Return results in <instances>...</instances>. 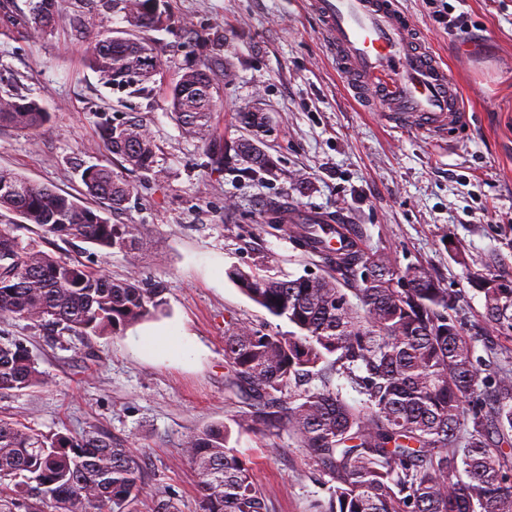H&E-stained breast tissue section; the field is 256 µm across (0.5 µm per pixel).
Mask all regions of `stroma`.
I'll return each mask as SVG.
<instances>
[{
	"instance_id": "stroma-1",
	"label": "stroma",
	"mask_w": 512,
	"mask_h": 512,
	"mask_svg": "<svg viewBox=\"0 0 512 512\" xmlns=\"http://www.w3.org/2000/svg\"><path fill=\"white\" fill-rule=\"evenodd\" d=\"M447 2L451 15H464L465 28L436 22L431 0H399L458 79L468 110L467 125L435 140L395 126L353 96L306 0H168L170 28L156 35L165 78L194 60L210 64L218 137L240 136L235 117L245 109L263 108L268 117L261 138L272 172L241 162L218 176L164 96L119 105L86 67L100 27H123L100 0H66L42 32L27 22L29 0H9L8 16L0 15V95L36 99L51 121L36 133L0 129V166L81 195L76 161L120 167L97 136L98 114L140 116L159 146L161 177H132L129 201L103 215L143 225V246L121 253L71 239L52 251L116 281L136 276L162 285L166 312L85 338L49 337L25 319L0 316V336L22 343L47 378L0 395V417L46 435L93 431L130 448L144 462L139 512H148L159 488L180 512H200L197 477L181 444L223 423L266 491L269 512H315L327 486L307 451L286 432L269 441L236 429L246 406L224 393L228 327L289 329L243 294L229 270L261 264L291 279L324 272L287 230L261 223L272 198L287 200L293 213H343L363 251H384L401 268L425 266L459 298L465 332L486 361L481 372L492 373L504 352L485 342L493 330L468 279L512 270V0ZM188 27L219 33L224 42L197 51ZM158 330L189 342L192 356L149 348L144 335Z\"/></svg>"
}]
</instances>
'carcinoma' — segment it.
<instances>
[{
  "label": "carcinoma",
  "mask_w": 512,
  "mask_h": 512,
  "mask_svg": "<svg viewBox=\"0 0 512 512\" xmlns=\"http://www.w3.org/2000/svg\"><path fill=\"white\" fill-rule=\"evenodd\" d=\"M65 0H34L29 20L44 30ZM126 27L98 32L86 58L103 85L129 97L156 93L177 124L199 140L212 173L239 160L269 171L258 142L214 135V77L190 62L166 83L150 32L169 27L166 0H105ZM51 116L34 99L0 97V127L39 131ZM249 129L265 113H238ZM105 149L144 179L160 175L158 146L143 121L130 116L97 123ZM84 194L120 210L133 191L107 167L77 165ZM0 209L52 239H81L120 252L142 243V225L112 224L100 209L69 193L0 168ZM288 207L265 203L267 224ZM302 224L306 251L332 272L280 279L260 268L228 276L290 331L233 326L224 332L229 398L250 401L237 425L268 439L288 429L329 477V498L317 512H512V367L480 377L481 357L466 336L458 298L423 266L402 270L385 253L355 244L331 251ZM484 321L512 345V272L474 274ZM165 311L163 289L135 278L114 281L98 269L23 244L0 227V315L32 322L50 334L75 337L121 331ZM335 375L366 396L352 405L332 387ZM320 381V385L313 381ZM47 383L29 350L0 336V394ZM231 429L212 424L189 435L182 452L193 467L202 512H267V497L247 460L230 446ZM141 459L94 432L51 436L18 419L0 418V512H136L143 487ZM151 512H178L156 490Z\"/></svg>",
  "instance_id": "obj_1"
}]
</instances>
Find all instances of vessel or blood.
I'll return each mask as SVG.
<instances>
[{
	"mask_svg": "<svg viewBox=\"0 0 512 512\" xmlns=\"http://www.w3.org/2000/svg\"><path fill=\"white\" fill-rule=\"evenodd\" d=\"M343 83L398 124L440 139L467 122L460 90L397 0H308Z\"/></svg>",
	"mask_w": 512,
	"mask_h": 512,
	"instance_id": "b4317fda",
	"label": "vessel or blood"
}]
</instances>
